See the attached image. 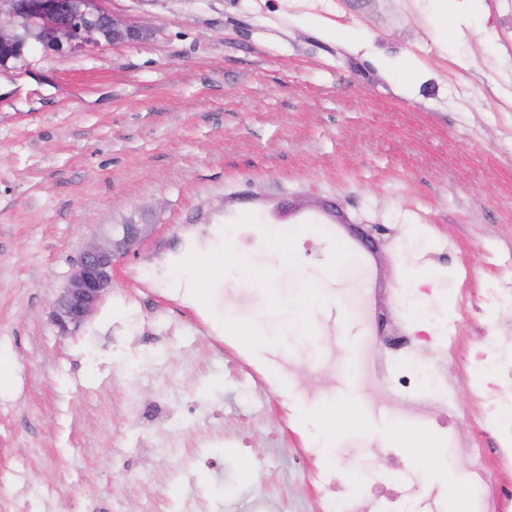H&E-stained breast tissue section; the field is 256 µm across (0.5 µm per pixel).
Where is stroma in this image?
Returning <instances> with one entry per match:
<instances>
[{"label":"stroma","mask_w":512,"mask_h":512,"mask_svg":"<svg viewBox=\"0 0 512 512\" xmlns=\"http://www.w3.org/2000/svg\"><path fill=\"white\" fill-rule=\"evenodd\" d=\"M430 0H109L152 38L54 54L28 41L0 69V512H318L302 464L363 488L381 455L341 461L345 441L394 446L411 477L464 506L472 459L441 424L373 407L365 335L345 268L366 259L380 335L418 327L396 297L411 280L447 324L412 356L447 372L451 426L470 434L487 495L512 463L486 417L473 358L512 340V0H481L463 30ZM323 17L336 39L298 26ZM120 224H141L112 288L73 335L49 320L71 263ZM286 229L289 257L268 236ZM227 232L219 293L174 290L169 268ZM266 266L228 306L236 261ZM296 362L302 397L233 376L225 337Z\"/></svg>","instance_id":"stroma-1"}]
</instances>
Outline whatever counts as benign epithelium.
<instances>
[{
    "mask_svg": "<svg viewBox=\"0 0 512 512\" xmlns=\"http://www.w3.org/2000/svg\"><path fill=\"white\" fill-rule=\"evenodd\" d=\"M104 0H0V48L9 54L0 68L22 55L26 41L21 33L37 35L55 52H78L108 45L132 44L150 39L152 29L118 16L103 6ZM140 242L137 224H123L117 234L87 245L73 261L62 294L49 318L59 333L79 328L112 287L116 260Z\"/></svg>",
    "mask_w": 512,
    "mask_h": 512,
    "instance_id": "benign-epithelium-1",
    "label": "benign epithelium"
}]
</instances>
